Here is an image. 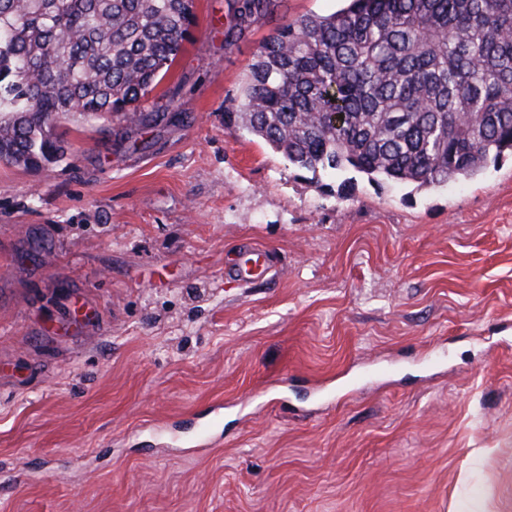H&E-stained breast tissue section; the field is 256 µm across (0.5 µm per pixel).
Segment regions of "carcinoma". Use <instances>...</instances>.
Listing matches in <instances>:
<instances>
[{
  "label": "carcinoma",
  "mask_w": 512,
  "mask_h": 512,
  "mask_svg": "<svg viewBox=\"0 0 512 512\" xmlns=\"http://www.w3.org/2000/svg\"><path fill=\"white\" fill-rule=\"evenodd\" d=\"M284 23L227 113L292 166L441 187L512 156V0H347ZM276 0H236L225 39ZM196 23L195 0H0V163L67 153L72 112L149 126L142 101Z\"/></svg>",
  "instance_id": "cac0c4a2"
}]
</instances>
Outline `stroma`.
Here are the masks:
<instances>
[{
	"instance_id": "obj_1",
	"label": "stroma",
	"mask_w": 512,
	"mask_h": 512,
	"mask_svg": "<svg viewBox=\"0 0 512 512\" xmlns=\"http://www.w3.org/2000/svg\"><path fill=\"white\" fill-rule=\"evenodd\" d=\"M340 7L229 45L234 0H196L167 120L74 112L62 160L0 164V512H512V159L315 175L227 119L264 41Z\"/></svg>"
}]
</instances>
